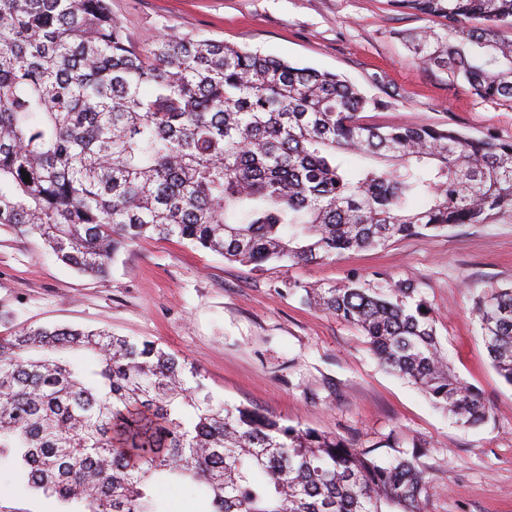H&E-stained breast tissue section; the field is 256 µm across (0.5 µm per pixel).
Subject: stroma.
I'll return each mask as SVG.
<instances>
[{"label":"stroma","mask_w":512,"mask_h":512,"mask_svg":"<svg viewBox=\"0 0 512 512\" xmlns=\"http://www.w3.org/2000/svg\"><path fill=\"white\" fill-rule=\"evenodd\" d=\"M140 49L165 34L215 39L344 76L378 109L367 124H428L512 142V99L484 98L416 60L401 36L424 19L390 0H111ZM413 284L450 364L491 420L453 424L390 374L359 329L309 304L308 283ZM512 285V209L482 224L396 239L307 264L260 268L177 240L121 249L107 277L78 275L0 226V336L22 326L108 328L193 363L212 395L386 459L413 457L428 512H512V386L493 370L473 307Z\"/></svg>","instance_id":"stroma-1"}]
</instances>
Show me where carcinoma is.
Masks as SVG:
<instances>
[{
  "label": "carcinoma",
  "mask_w": 512,
  "mask_h": 512,
  "mask_svg": "<svg viewBox=\"0 0 512 512\" xmlns=\"http://www.w3.org/2000/svg\"><path fill=\"white\" fill-rule=\"evenodd\" d=\"M437 21L408 34L424 65L512 98V0H391ZM465 20L477 25L460 28ZM338 74L209 38L139 50L109 0H0V225L103 276L119 250L177 239L242 264L318 262L512 209V142L359 122ZM363 162L348 165V157ZM30 181H23V174ZM379 364L457 425L491 416L449 365L412 285H312ZM512 385V287L474 306ZM54 512H167L188 484L208 512H426L424 477L337 435L207 389L197 367L107 330L0 337V465Z\"/></svg>",
  "instance_id": "1"
}]
</instances>
